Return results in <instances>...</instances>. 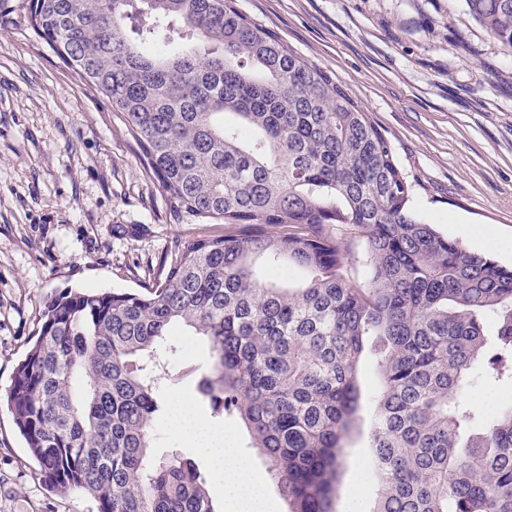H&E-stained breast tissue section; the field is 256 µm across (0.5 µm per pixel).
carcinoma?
Wrapping results in <instances>:
<instances>
[{
    "label": "carcinoma",
    "mask_w": 512,
    "mask_h": 512,
    "mask_svg": "<svg viewBox=\"0 0 512 512\" xmlns=\"http://www.w3.org/2000/svg\"><path fill=\"white\" fill-rule=\"evenodd\" d=\"M512 49V0H466ZM106 97L180 239L139 291L47 299L5 402L43 481L97 512H215L207 479L151 460L166 336L207 337L201 390L238 413L291 512H331L371 347L373 512H512V408L458 401L512 379V268L439 235L371 116L236 0H0ZM178 37H173L172 33ZM364 237L372 279L350 277ZM486 390H493L496 394V405L494 407H487L485 403L478 405L475 398L478 394H488ZM461 399L464 403L473 407L478 413L491 417L497 414L500 410L512 405V385L503 383L496 386L487 385L481 380H477L466 392L462 393Z\"/></svg>",
    "instance_id": "cac0c4a2"
}]
</instances>
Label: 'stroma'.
<instances>
[{"label":"stroma","instance_id":"stroma-1","mask_svg":"<svg viewBox=\"0 0 512 512\" xmlns=\"http://www.w3.org/2000/svg\"><path fill=\"white\" fill-rule=\"evenodd\" d=\"M297 55L336 79L369 112L412 185V208L442 236L512 267V49L471 16L465 0H237ZM204 227L176 217L138 147L103 96L92 93L28 29L0 19V395L24 357L47 298L65 288L137 291L166 251ZM190 353L170 358L161 402L179 395L210 419L198 382L209 347L171 329ZM359 402L343 438L334 512H372L363 478L381 383L372 355L357 368ZM223 428L254 462L271 512H288L244 423ZM191 459L215 512L224 481L203 449L155 424L152 460ZM79 491L46 487L11 413L0 407V512H96Z\"/></svg>","mask_w":512,"mask_h":512}]
</instances>
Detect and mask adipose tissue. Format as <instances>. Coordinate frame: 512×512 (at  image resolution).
Instances as JSON below:
<instances>
[{
	"instance_id": "adipose-tissue-1",
	"label": "adipose tissue",
	"mask_w": 512,
	"mask_h": 512,
	"mask_svg": "<svg viewBox=\"0 0 512 512\" xmlns=\"http://www.w3.org/2000/svg\"><path fill=\"white\" fill-rule=\"evenodd\" d=\"M171 405L173 433L206 448L213 465L220 470L225 512H270L271 503L262 483L251 475L249 458L223 432L202 425L192 405L180 396H172Z\"/></svg>"
}]
</instances>
